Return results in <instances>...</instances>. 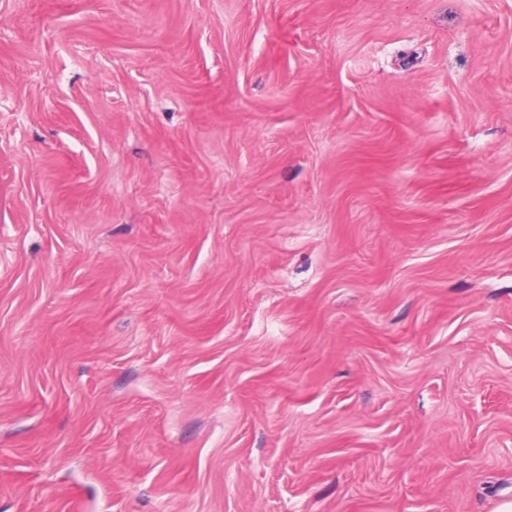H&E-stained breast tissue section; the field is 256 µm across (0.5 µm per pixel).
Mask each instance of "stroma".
<instances>
[{"label":"stroma","instance_id":"35a3bbf8","mask_svg":"<svg viewBox=\"0 0 512 512\" xmlns=\"http://www.w3.org/2000/svg\"><path fill=\"white\" fill-rule=\"evenodd\" d=\"M512 500V0H0V512Z\"/></svg>","mask_w":512,"mask_h":512}]
</instances>
